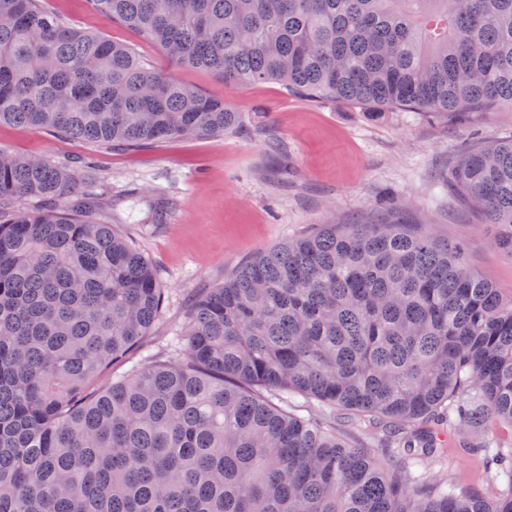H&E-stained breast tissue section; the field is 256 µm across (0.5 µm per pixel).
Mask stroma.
Here are the masks:
<instances>
[{
    "instance_id": "obj_1",
    "label": "stroma",
    "mask_w": 512,
    "mask_h": 512,
    "mask_svg": "<svg viewBox=\"0 0 512 512\" xmlns=\"http://www.w3.org/2000/svg\"><path fill=\"white\" fill-rule=\"evenodd\" d=\"M45 5L241 114L238 128L223 136L139 147L105 148L0 124V152L71 168L93 161L94 190L103 199L99 219L136 241L167 290L165 311L144 342L149 352L163 350L184 301L198 289L222 283L258 251L323 224L389 218L426 225L439 239L465 243L474 271L512 293V255L496 245L449 183L464 146L512 139V108L463 115L389 108L375 115L359 103L291 94L276 82L230 85L213 72L172 65L128 27L106 23L87 0ZM430 467L462 486L485 485L480 462L453 448Z\"/></svg>"
}]
</instances>
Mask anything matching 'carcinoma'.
I'll return each instance as SVG.
<instances>
[{
	"instance_id": "carcinoma-1",
	"label": "carcinoma",
	"mask_w": 512,
	"mask_h": 512,
	"mask_svg": "<svg viewBox=\"0 0 512 512\" xmlns=\"http://www.w3.org/2000/svg\"><path fill=\"white\" fill-rule=\"evenodd\" d=\"M174 65L411 112L512 106V0H88ZM103 146L232 132L225 101L44 0H0V124ZM80 173L0 152V512H512V295L423 224H326L202 291L167 348L105 386L162 314ZM512 254V142L451 170ZM36 197L44 207L8 203ZM383 421L380 465L328 424ZM506 495L411 468L447 443Z\"/></svg>"
}]
</instances>
